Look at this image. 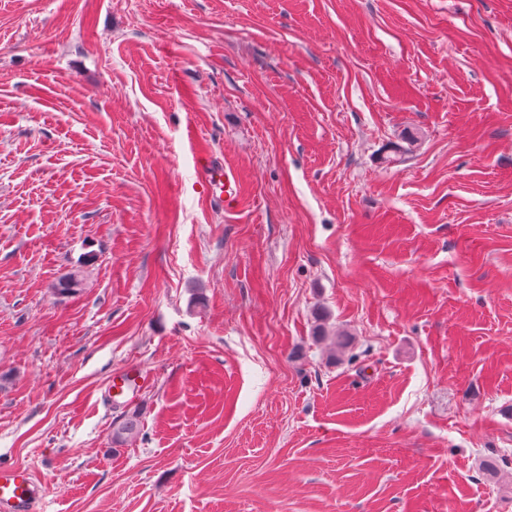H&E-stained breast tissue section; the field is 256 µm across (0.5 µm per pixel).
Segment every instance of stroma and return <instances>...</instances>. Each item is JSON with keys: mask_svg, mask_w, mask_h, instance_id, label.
<instances>
[{"mask_svg": "<svg viewBox=\"0 0 512 512\" xmlns=\"http://www.w3.org/2000/svg\"><path fill=\"white\" fill-rule=\"evenodd\" d=\"M1 462L43 512H512V0H0ZM201 179L205 187L212 195L218 198L224 195V209L235 210L241 204V192L237 182V177L232 170L221 161H209L201 169ZM146 378L137 366L123 367L114 372L109 378L105 394L111 403H118L119 399H133L145 383ZM141 414L137 410L129 411L123 415L113 429V439L123 442L128 437L137 435L141 431Z\"/></svg>", "mask_w": 512, "mask_h": 512, "instance_id": "obj_1", "label": "stroma"}]
</instances>
